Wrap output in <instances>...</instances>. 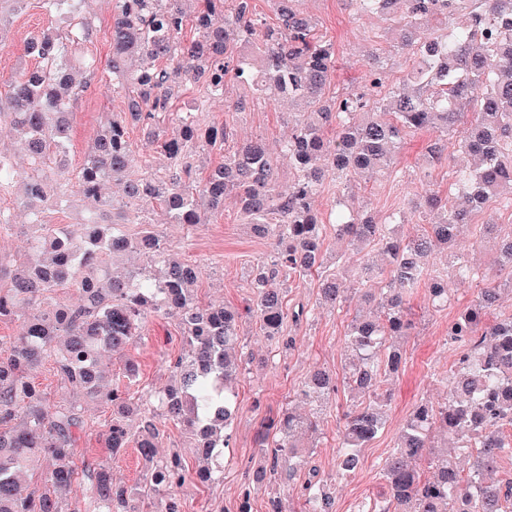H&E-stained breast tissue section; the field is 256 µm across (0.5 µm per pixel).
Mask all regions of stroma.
<instances>
[{"instance_id":"obj_1","label":"stroma","mask_w":512,"mask_h":512,"mask_svg":"<svg viewBox=\"0 0 512 512\" xmlns=\"http://www.w3.org/2000/svg\"><path fill=\"white\" fill-rule=\"evenodd\" d=\"M298 7L315 21L316 34L327 36L336 44L337 67L328 95L360 91L368 81V58L374 53L387 59L386 84L401 85L408 64L405 55L394 50L389 39L384 38L386 21L359 13L353 0H299ZM90 10L94 15L93 31L82 43L80 52L85 59L94 61L96 70L88 78L87 92L70 104L68 169L60 178L61 184L67 186L74 183L105 113L121 111L125 105L124 96L112 89V74L107 67L111 55L112 0H91ZM55 24V18L45 13L41 0H26L21 10L8 15L6 34L10 48L0 54V76H9L31 65L27 43ZM245 94L243 87L228 84L223 99L208 104L206 121L226 126L238 143L258 139L271 142L287 136V104L254 99L245 110H234V102ZM431 140L427 132L408 135L396 162L384 175L347 181L327 179L317 197L319 211L329 215L336 198L345 195L353 199L357 209L368 211L379 221L400 212L405 221L404 235L420 232L422 224L429 219L428 211L409 208L408 199L420 190L425 175L430 178L431 191L447 197L452 181L449 161L460 156L458 131H450L444 140L447 162H431L427 152ZM21 198L18 187L0 190V210L10 214L14 223L12 231L0 235V265L6 267L18 265L20 256L29 247L23 226L30 216ZM140 218V223L124 225V232L136 237L143 230H151L170 252L195 262L200 268L197 296L201 303L239 308L248 304L251 271L265 259L268 244L247 231L234 200H226L223 212L209 216L207 223L192 227L168 223L163 210L154 203L143 207ZM486 222L505 228L512 226V211L488 207L476 215L474 224L457 245V254L479 269L489 267L494 258L492 246L482 233ZM324 236L328 259H339L349 270L346 285L352 290L350 298L340 310L316 308L312 321L291 329L290 334L296 339L291 350L269 342L255 319L247 318L244 334L254 361L238 383L240 407L233 424L232 448L224 457V471L217 480L203 484L190 478L177 488L183 512H238L241 487L249 471L263 460V450L258 445L262 419L285 408L313 366L322 365L343 374L348 326L364 307L361 291L379 287L380 282L360 276V256L353 247L337 242L335 225H326ZM475 291V284L449 282L450 301L444 307L435 306L424 289H417L412 295L416 327L403 346L406 364L388 384L392 399L387 408L386 428L363 449L362 465L356 472L343 474L337 465L336 447L346 393H338L318 433L305 438V446L313 448L314 462L334 491L336 512H360L364 504L386 500L380 464L391 452L395 435L414 402L423 400L438 405L446 401L449 389L445 378L456 358L448 345V322ZM187 351L177 319L148 315L123 357L113 359L112 378L121 380L122 364L128 358L139 366L140 387L161 389L170 380L172 362ZM84 418L86 428L79 442L77 463L104 464L111 468L117 482L126 485L138 482L143 463L137 449L127 448L122 455L114 457L99 437L110 418L109 410L89 404Z\"/></svg>"}]
</instances>
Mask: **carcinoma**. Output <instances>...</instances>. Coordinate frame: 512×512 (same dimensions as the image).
<instances>
[{"instance_id": "obj_1", "label": "carcinoma", "mask_w": 512, "mask_h": 512, "mask_svg": "<svg viewBox=\"0 0 512 512\" xmlns=\"http://www.w3.org/2000/svg\"><path fill=\"white\" fill-rule=\"evenodd\" d=\"M88 0H42L50 15L68 29L49 28L32 38L28 54L35 64L10 78L9 111L3 119L27 147L29 167L14 168L0 152V188L20 181L33 206L30 247L20 268L5 272L0 286V321L18 322L12 341H0V512H142L140 502L159 498L161 512H182L174 489L189 477L181 457L157 458L160 415L182 425L193 440L199 462L196 478L214 479L230 447L229 430L238 411L236 382L242 371L239 350L243 321L254 316L263 335L288 349L284 336V282H320L319 305L343 307L349 289L339 271L327 273L324 224L314 202L328 178L363 177L389 169L407 134L448 132L463 124L462 149L478 161L473 170L455 171V185L468 206L441 203L428 194L431 218L413 237L400 233L391 217L385 223L334 209L336 237L359 246H376L390 258L389 277L378 293L375 311L352 320L347 335L350 358L342 380L313 368L294 395L299 412L288 407L263 419L258 434L264 463L248 476L261 487L271 478L299 485V507L280 497L267 512H334L335 498L310 466L311 452L298 435L316 430L330 396L343 384L351 405L343 412L338 468L355 471L363 448L386 427L390 394L382 390L403 363L400 340L414 324L408 297L429 291L438 306L448 305V279H481L482 287L448 321V344L456 352L449 370L452 398L442 405L416 403L400 427L391 453L382 461L389 498L378 512H512V476L501 474L512 454V314L488 319L503 287L512 291V229L486 223L496 241L494 265L477 272L453 246L473 216L494 204L512 209V23L489 39L485 29L512 16V0H356L361 13L391 21L389 38L407 52L409 69L400 87L384 88L383 57L371 58L372 80L363 91L329 99L326 90L336 67V47L315 36L311 16L296 0H270L277 22L265 25L251 0H115L112 52L108 67L120 90L128 91L124 111L110 113L90 146L75 193L87 205L80 236L67 227L43 224L41 208L61 203L47 160L65 161L70 128L69 98L88 89L76 72L95 64L77 55L92 32L82 12ZM25 0H0V52L5 14ZM451 20V27L426 28L424 21ZM197 33L185 38L186 25ZM248 51L234 54L236 45ZM233 81L266 100L302 103L306 117H291V131L274 150L257 141L224 154L200 181L188 161L199 150H222L230 137L224 125H207L201 113L211 99L224 98ZM198 88L195 105L172 127L161 118L174 101ZM145 130L163 168L148 175L131 172L133 148L128 130ZM336 134L333 145L326 135ZM294 170L288 189H277L280 157ZM122 185L123 203L103 197L104 186ZM238 198L245 223L271 241V251L252 270V299L238 310L202 307L194 294L199 269L161 246L146 230L130 238L119 229L128 207L158 201L169 222L202 223L200 210L224 209ZM448 252V271H429L437 249ZM131 251L147 264L116 275L115 257ZM73 284L79 301L56 299V289ZM178 319L189 353L173 362L172 383L156 393V411L146 412L131 391L139 367L124 361L126 385L107 383V363L138 335L149 313ZM52 359L65 387L112 411L102 441L112 457L135 445L144 461L133 487L116 483L102 464L78 468L75 456L85 422L74 402L54 403L33 382L32 374ZM465 448L468 470L450 449ZM42 460V484L27 492L21 477ZM433 469L427 477L420 465ZM85 484L87 505L65 502L74 484Z\"/></svg>"}]
</instances>
